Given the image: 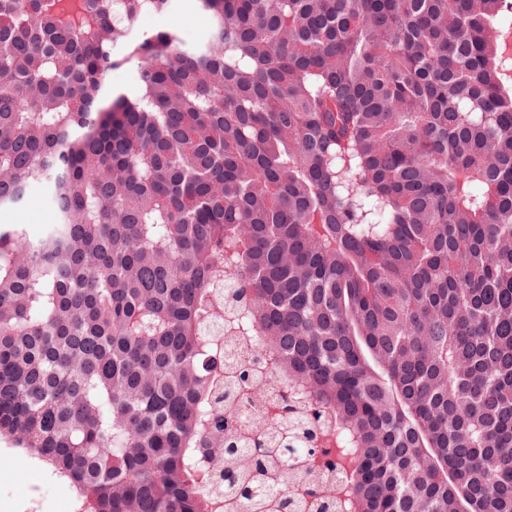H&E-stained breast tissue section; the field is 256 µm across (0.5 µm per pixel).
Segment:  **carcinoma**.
<instances>
[{"mask_svg": "<svg viewBox=\"0 0 512 512\" xmlns=\"http://www.w3.org/2000/svg\"><path fill=\"white\" fill-rule=\"evenodd\" d=\"M170 2L0 0V441L76 512H512V0ZM209 23V17L199 9L197 0H172L168 11L142 18L139 33L146 35L157 30H171L184 42L195 43L205 37ZM1 224H24L29 238H39L48 224L54 223V211L41 189L33 190L23 205L14 212L1 213Z\"/></svg>", "mask_w": 512, "mask_h": 512, "instance_id": "obj_1", "label": "carcinoma"}]
</instances>
